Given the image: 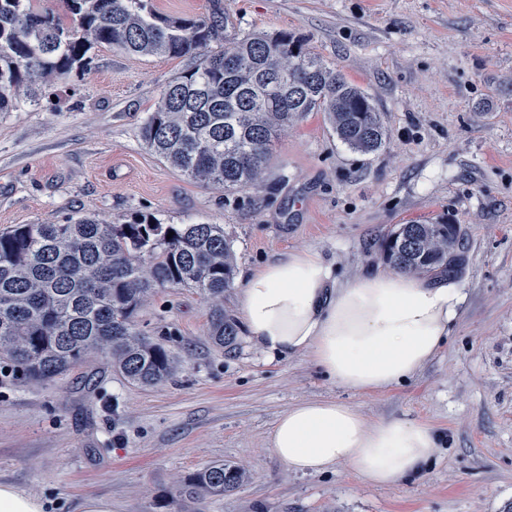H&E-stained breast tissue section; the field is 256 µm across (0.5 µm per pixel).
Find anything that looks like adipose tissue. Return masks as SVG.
<instances>
[{"label": "adipose tissue", "instance_id": "1", "mask_svg": "<svg viewBox=\"0 0 512 512\" xmlns=\"http://www.w3.org/2000/svg\"><path fill=\"white\" fill-rule=\"evenodd\" d=\"M462 302L444 274L372 268L340 286L331 264L300 249L245 273L239 312L265 354H308L336 384L370 392L414 376L447 342ZM267 444L294 472L322 474L345 463L363 484L386 486L424 468L438 439L419 421L369 427L351 404L307 399L278 417Z\"/></svg>", "mask_w": 512, "mask_h": 512}]
</instances>
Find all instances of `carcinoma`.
<instances>
[{
    "mask_svg": "<svg viewBox=\"0 0 512 512\" xmlns=\"http://www.w3.org/2000/svg\"><path fill=\"white\" fill-rule=\"evenodd\" d=\"M63 3L61 17L35 9L33 0H0V112L37 102L35 87L84 68L98 46L179 57L222 33L224 50L170 81L143 124L147 146L175 170L227 190L245 188L264 173L279 132L309 112L326 114L354 151L383 144L385 128L369 96L311 54L300 34H228L226 16L164 15L145 0ZM463 239L460 225L446 220L401 224L383 256L399 272L451 280ZM235 274L221 224H162L152 215L122 224L90 217L17 224L0 233V358L36 382L102 362L132 384L157 385L178 361L136 327L139 309L159 288H195L210 303L209 340L232 347L238 325L224 311V292ZM245 479L240 467L216 463L189 476L180 496L222 495Z\"/></svg>",
    "mask_w": 512,
    "mask_h": 512,
    "instance_id": "cac0c4a2",
    "label": "carcinoma"
}]
</instances>
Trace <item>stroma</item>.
Returning a JSON list of instances; mask_svg holds the SVG:
<instances>
[{"label":"stroma","instance_id":"35a3bbf8","mask_svg":"<svg viewBox=\"0 0 512 512\" xmlns=\"http://www.w3.org/2000/svg\"><path fill=\"white\" fill-rule=\"evenodd\" d=\"M166 15L227 13L239 32L291 30L372 100L382 148L342 144L310 112L275 143L262 177L228 192L189 180L153 153L141 128L161 91L201 58L139 57L108 46L46 88L40 105L0 112V231L113 224L138 213L165 224H220L236 272L313 249L346 281L383 266L397 225L453 217L465 233L453 332L402 384L370 393L331 381L300 354L266 357L247 334L209 340V303L164 288L138 311L178 371L154 387L81 365L48 382L0 360V482L45 512H512V0H149ZM356 407L367 424L431 425L430 465L398 484L360 483L349 465L302 475L274 457L278 417L304 399ZM238 464L237 489L184 499L185 479Z\"/></svg>","mask_w":512,"mask_h":512}]
</instances>
